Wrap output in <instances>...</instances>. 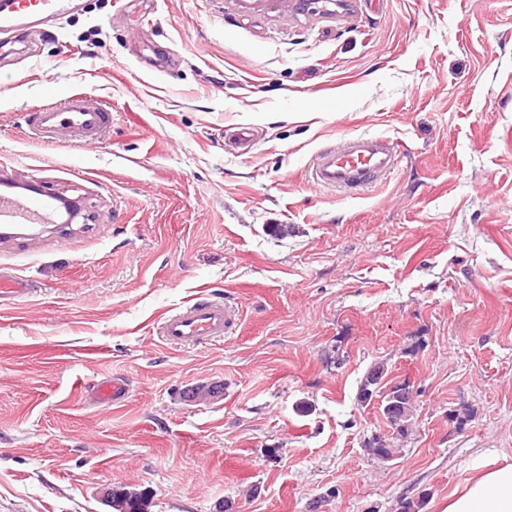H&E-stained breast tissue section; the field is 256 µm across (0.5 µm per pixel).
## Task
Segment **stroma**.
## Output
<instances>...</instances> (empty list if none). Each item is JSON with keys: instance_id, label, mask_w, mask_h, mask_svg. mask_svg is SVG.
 <instances>
[{"instance_id": "35a3bbf8", "label": "stroma", "mask_w": 512, "mask_h": 512, "mask_svg": "<svg viewBox=\"0 0 512 512\" xmlns=\"http://www.w3.org/2000/svg\"><path fill=\"white\" fill-rule=\"evenodd\" d=\"M75 94L111 109L101 142L25 126ZM362 133L398 144L387 180H309ZM10 180L88 220L0 244L37 286L0 307V512H112L120 484L152 512H444L486 455L512 463V0H79L0 33ZM206 295L240 327L167 347L159 319ZM376 362L414 396L388 462L357 402ZM112 373L128 404L82 397ZM200 382L223 397L189 400Z\"/></svg>"}]
</instances>
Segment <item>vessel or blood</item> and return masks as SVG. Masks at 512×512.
<instances>
[{
  "mask_svg": "<svg viewBox=\"0 0 512 512\" xmlns=\"http://www.w3.org/2000/svg\"><path fill=\"white\" fill-rule=\"evenodd\" d=\"M76 0H11L8 14L0 16V29L16 30L19 23L70 11ZM111 120L110 112L86 97L76 95L61 105L47 104L28 113L26 123L42 139L60 142L70 137L99 140ZM396 164L391 142L379 135L351 137L340 148H325L311 166V180L324 188L353 189L377 182ZM26 280L0 274V306L32 295ZM236 314L226 303L203 297L166 315L161 334L167 343L184 348L223 337ZM83 395L100 406L117 408L130 398L127 379L115 376L83 386Z\"/></svg>",
  "mask_w": 512,
  "mask_h": 512,
  "instance_id": "b4317fda",
  "label": "vessel or blood"
}]
</instances>
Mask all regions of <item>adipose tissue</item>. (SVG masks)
Returning <instances> with one entry per match:
<instances>
[{
	"mask_svg": "<svg viewBox=\"0 0 512 512\" xmlns=\"http://www.w3.org/2000/svg\"><path fill=\"white\" fill-rule=\"evenodd\" d=\"M445 512H512V464H482L476 475L455 489Z\"/></svg>",
	"mask_w": 512,
	"mask_h": 512,
	"instance_id": "adipose-tissue-1",
	"label": "adipose tissue"
}]
</instances>
